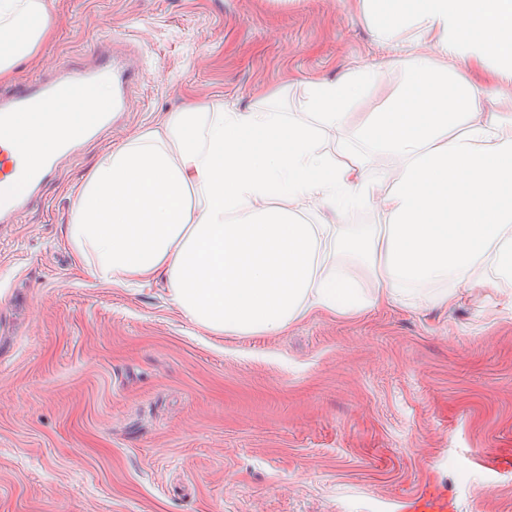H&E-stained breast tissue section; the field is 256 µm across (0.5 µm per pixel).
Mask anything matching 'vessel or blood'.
I'll use <instances>...</instances> for the list:
<instances>
[{
  "instance_id": "b4317fda",
  "label": "vessel or blood",
  "mask_w": 512,
  "mask_h": 512,
  "mask_svg": "<svg viewBox=\"0 0 512 512\" xmlns=\"http://www.w3.org/2000/svg\"><path fill=\"white\" fill-rule=\"evenodd\" d=\"M89 67L76 69L61 62L49 74L0 92V223L11 224L22 214L41 208L44 189L58 172L61 157L97 138L127 111L130 92L142 76L130 56L96 46ZM106 81L113 89L109 103L87 105L81 91ZM60 128L62 138L38 151L27 144L31 127ZM447 494L435 487L401 498L394 512H453Z\"/></svg>"
}]
</instances>
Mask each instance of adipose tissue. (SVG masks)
I'll return each instance as SVG.
<instances>
[{
  "instance_id": "ef3b65f1",
  "label": "adipose tissue",
  "mask_w": 512,
  "mask_h": 512,
  "mask_svg": "<svg viewBox=\"0 0 512 512\" xmlns=\"http://www.w3.org/2000/svg\"><path fill=\"white\" fill-rule=\"evenodd\" d=\"M394 10L412 34L415 90L350 124L384 62L288 88L246 108L216 100L167 113L103 153L66 226L99 281L164 280L172 304L216 336H279L315 315L380 307L454 309L495 293L512 314V114L482 113L484 83L449 73L465 54L512 84V0H355ZM50 0H0V82L52 34ZM398 165L322 147L323 130ZM368 208L369 224L325 212Z\"/></svg>"
}]
</instances>
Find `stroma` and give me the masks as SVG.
<instances>
[{
	"label": "stroma",
	"instance_id": "obj_1",
	"mask_svg": "<svg viewBox=\"0 0 512 512\" xmlns=\"http://www.w3.org/2000/svg\"><path fill=\"white\" fill-rule=\"evenodd\" d=\"M21 80L102 42L144 64L125 119L0 227V512H391L435 487L512 512V317L383 307L215 336L164 284L106 286L65 236L95 160L165 113L376 63L350 0H52ZM396 61L352 121L415 84Z\"/></svg>",
	"mask_w": 512,
	"mask_h": 512
}]
</instances>
